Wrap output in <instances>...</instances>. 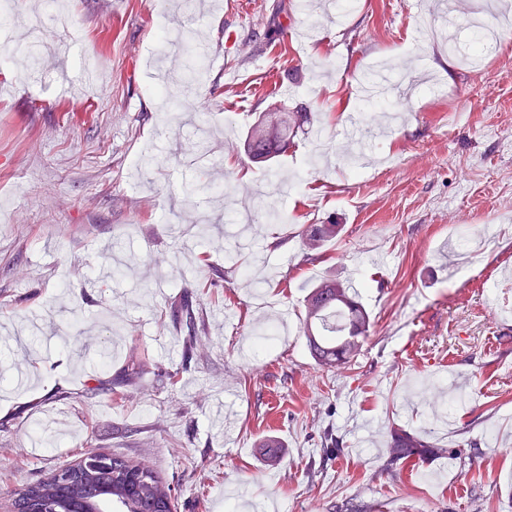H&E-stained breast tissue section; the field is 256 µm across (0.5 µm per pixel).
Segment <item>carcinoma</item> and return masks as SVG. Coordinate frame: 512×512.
<instances>
[{
    "instance_id": "1",
    "label": "carcinoma",
    "mask_w": 512,
    "mask_h": 512,
    "mask_svg": "<svg viewBox=\"0 0 512 512\" xmlns=\"http://www.w3.org/2000/svg\"><path fill=\"white\" fill-rule=\"evenodd\" d=\"M312 121L309 112H286L278 107L265 112L248 129L242 143L243 153L251 163L266 166L287 152L297 133ZM341 232L342 225L334 222L306 224L301 233L302 242L309 250L318 251L336 240ZM304 308L306 347L314 362L327 370L350 363L371 328V317L353 284L334 276L324 277L308 289ZM172 318L186 337L185 356L190 357L200 333L191 294L185 292L180 296ZM443 452L445 449L436 448L425 439L396 431L391 434L389 456L382 470L389 471L399 462L421 461ZM37 488L50 491L63 509L87 502L97 512H108L107 505L111 503L121 506L119 512H166L167 504L174 503L171 487L153 470L117 455L110 456L109 463L100 466L93 481L81 489L56 479L53 473L27 485L13 500L14 512H28V494Z\"/></svg>"
}]
</instances>
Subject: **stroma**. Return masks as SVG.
Masks as SVG:
<instances>
[{"label": "stroma", "mask_w": 512, "mask_h": 512, "mask_svg": "<svg viewBox=\"0 0 512 512\" xmlns=\"http://www.w3.org/2000/svg\"><path fill=\"white\" fill-rule=\"evenodd\" d=\"M358 2L326 23L319 0H61L58 31L48 0H0V512L98 452L152 468L176 512H237L241 485L279 512H512V0L476 69L448 51L471 38L444 29L442 0ZM190 15L210 55L165 107L152 49ZM378 61L408 95L375 118L405 122L360 171H316ZM271 92L315 124L261 168L240 143ZM272 183L289 224L256 194ZM332 219L341 235L306 259L302 225ZM328 275L372 320L330 370L301 322ZM185 284L203 326L189 361L169 316ZM282 309L289 334L259 344ZM132 362L140 380L113 396ZM394 428L445 452L383 473Z\"/></svg>", "instance_id": "stroma-1"}]
</instances>
